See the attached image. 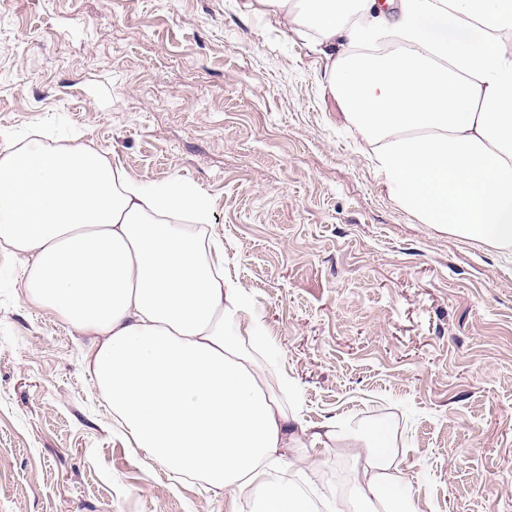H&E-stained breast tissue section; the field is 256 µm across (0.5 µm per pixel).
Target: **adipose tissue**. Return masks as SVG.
<instances>
[{
	"instance_id": "ef3b65f1",
	"label": "adipose tissue",
	"mask_w": 512,
	"mask_h": 512,
	"mask_svg": "<svg viewBox=\"0 0 512 512\" xmlns=\"http://www.w3.org/2000/svg\"><path fill=\"white\" fill-rule=\"evenodd\" d=\"M331 50L327 89L419 223L512 250V0H253ZM0 247L25 297L92 344V389L144 457L249 512H311L274 470L307 447L350 459L360 512L400 494L393 429L307 426L264 356L248 290L224 271L206 195L131 178L87 145L0 134Z\"/></svg>"
}]
</instances>
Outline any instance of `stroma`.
Here are the masks:
<instances>
[{"mask_svg": "<svg viewBox=\"0 0 512 512\" xmlns=\"http://www.w3.org/2000/svg\"><path fill=\"white\" fill-rule=\"evenodd\" d=\"M247 0H0V132L53 127L210 198L311 425L390 423L422 512H512V255L420 224L329 94L311 36ZM0 248V512H241L138 455L90 346ZM319 490L350 463L315 447Z\"/></svg>", "mask_w": 512, "mask_h": 512, "instance_id": "35a3bbf8", "label": "stroma"}]
</instances>
